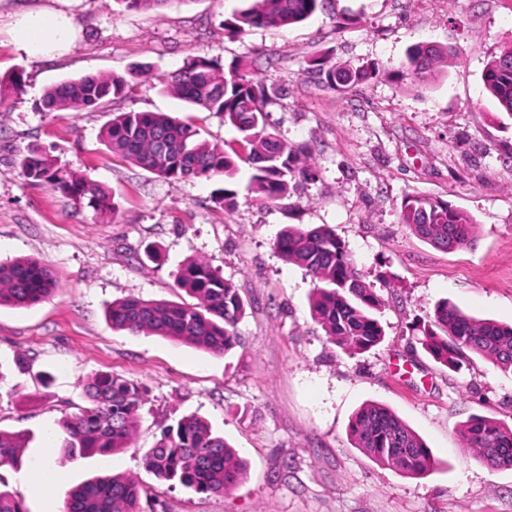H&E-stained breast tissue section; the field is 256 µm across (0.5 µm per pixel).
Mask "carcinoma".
Returning a JSON list of instances; mask_svg holds the SVG:
<instances>
[{"mask_svg": "<svg viewBox=\"0 0 512 512\" xmlns=\"http://www.w3.org/2000/svg\"><path fill=\"white\" fill-rule=\"evenodd\" d=\"M127 9L158 11L170 0H116ZM324 0H250L237 10L225 30L242 36L253 28H281L302 22ZM444 52L430 43L413 46L396 70L404 78L425 84L436 73ZM376 75L373 66L331 71L332 85L363 83ZM161 91L189 105L224 116L239 134L229 148L200 137L198 127L163 112H122L101 134L109 152L166 180L224 177V188L213 202L225 209L236 203L231 188L240 164L254 170L249 190L260 200L290 197L291 181L313 180L316 169L298 163L297 150L269 131L267 106L278 89L264 79L247 75L239 62L192 55L170 73L156 77ZM485 89L500 111L512 119V48L493 56L483 72ZM133 88L124 75H85L45 90L38 107L43 112L95 110L126 97ZM23 92V77H0V106ZM20 174L47 186L81 207L100 215L116 214L115 195L85 175L58 164L47 152L30 147L17 159ZM401 223L432 245L449 251L467 248L476 240V218L441 198L411 195L401 206ZM286 259L302 267L314 282L310 314L333 343L350 354L380 344L385 336L377 313L384 300L364 280L347 249L328 225H291L274 242ZM175 287L193 303L145 300L129 296L112 302L107 320L114 330L162 336L220 356L239 345L237 326L244 304L237 288L210 262L190 258L174 275ZM57 284L49 268L35 258L0 263V306L29 307L48 299ZM420 344L438 363L453 372L481 356L512 373V325L477 319L441 301L429 321L416 326ZM88 402L61 422L60 453L71 460L107 456L130 447L135 423L144 404L138 384L108 373L84 386ZM354 446L377 463L410 476L430 472L437 460L423 439L388 408L361 406L348 424ZM459 435L476 458L492 468H512V427L495 419L472 415L461 423ZM30 440L25 431L0 429V468H22V449ZM144 467L163 483L180 484L198 493L222 495L242 480L246 462L224 437L196 416H184L162 428L153 447L143 455ZM0 512H27L18 494L0 489ZM65 512H142L140 486L123 477L88 481L68 494Z\"/></svg>", "mask_w": 512, "mask_h": 512, "instance_id": "obj_1", "label": "carcinoma"}]
</instances>
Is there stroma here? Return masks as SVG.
I'll use <instances>...</instances> for the list:
<instances>
[{
  "instance_id": "obj_1",
  "label": "stroma",
  "mask_w": 512,
  "mask_h": 512,
  "mask_svg": "<svg viewBox=\"0 0 512 512\" xmlns=\"http://www.w3.org/2000/svg\"><path fill=\"white\" fill-rule=\"evenodd\" d=\"M242 6L173 0L139 12L115 0H0V77L20 72L26 81L0 110V262L37 258L58 283L50 300L0 306V428L32 434L25 466L1 468L0 484L28 512H64L72 487L112 475L146 489L144 512H512V470L479 463L458 434L473 414L512 424V374L480 357L452 372L410 334L443 299L512 324V119L482 81L487 61L512 47V0H328L304 22L227 37L224 22ZM44 9L68 12L80 29L70 50L51 58L29 56L11 37L20 14ZM420 42L448 50L425 85L395 75ZM191 55L240 60L252 77L280 81L285 93L269 105V120L301 147L316 180L294 182L290 199L261 202L241 165L227 212L212 201L219 179L167 181L113 156L101 132L119 112H166L190 119L210 142L235 138L223 116L191 109L154 82L96 110L35 108L54 84L113 71L165 74ZM313 58L320 72H308ZM367 64L377 69L368 83L325 80ZM31 146L112 189L117 217H96L26 181L16 157ZM409 195L473 214L475 244L448 252L417 236L400 221ZM292 224L333 227L358 272L380 288V345L349 355L312 320L310 276L273 246ZM152 246L163 264L148 258ZM197 256L245 304L234 350L215 356L108 326L112 300H184L174 273ZM99 373L142 386L136 440L111 456L66 459L56 423L84 405L83 386ZM366 402L393 410L438 467L408 476L355 448L348 424ZM190 414L247 463L226 494L168 488L143 466L160 425ZM43 458L49 474L34 477Z\"/></svg>"
}]
</instances>
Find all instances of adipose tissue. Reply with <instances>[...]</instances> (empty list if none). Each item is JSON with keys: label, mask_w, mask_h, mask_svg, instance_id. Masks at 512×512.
Here are the masks:
<instances>
[{"label": "adipose tissue", "mask_w": 512, "mask_h": 512, "mask_svg": "<svg viewBox=\"0 0 512 512\" xmlns=\"http://www.w3.org/2000/svg\"><path fill=\"white\" fill-rule=\"evenodd\" d=\"M77 33L72 17L57 10L24 15L12 28V40L33 56H46L62 50Z\"/></svg>", "instance_id": "adipose-tissue-1"}]
</instances>
